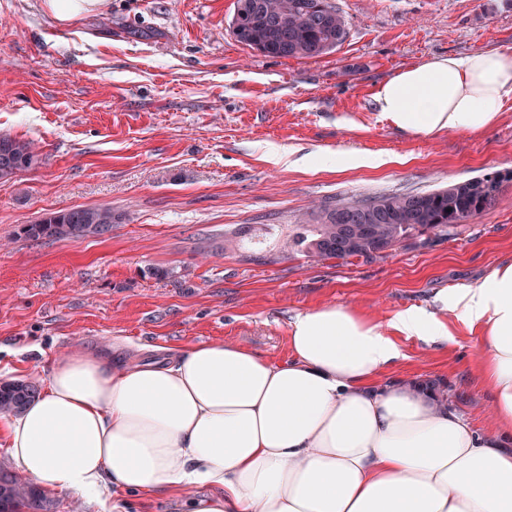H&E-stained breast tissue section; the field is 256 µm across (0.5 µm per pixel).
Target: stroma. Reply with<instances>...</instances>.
<instances>
[{"instance_id":"35a3bbf8","label":"stroma","mask_w":512,"mask_h":512,"mask_svg":"<svg viewBox=\"0 0 512 512\" xmlns=\"http://www.w3.org/2000/svg\"><path fill=\"white\" fill-rule=\"evenodd\" d=\"M334 53L269 58L230 34L236 0H104L55 24L44 0H0V134L41 162L0 185V382L46 383L72 347L139 362L235 342L279 363L299 312L343 305L385 322L512 262V184L443 239L371 259L290 252L291 224L325 201L428 191L512 170V106L491 128H396L380 84L436 55L512 51V0H334ZM76 206L123 214L102 237L45 243L21 225ZM263 245L237 234L261 233ZM404 342L389 373L440 378L477 429L490 397L477 330ZM115 512H192V494L110 489Z\"/></svg>"}]
</instances>
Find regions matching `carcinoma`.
Segmentation results:
<instances>
[{
  "mask_svg": "<svg viewBox=\"0 0 512 512\" xmlns=\"http://www.w3.org/2000/svg\"><path fill=\"white\" fill-rule=\"evenodd\" d=\"M235 15L236 40L267 57L318 58L335 51L346 38L345 18L330 0H237ZM38 163L30 142L0 136L1 184ZM511 182L512 170H505L431 192H394L319 204L293 225L288 248L320 260L347 261L372 258L405 243L424 245L479 216ZM116 220L108 207H75L24 224L21 234L44 242L102 236ZM338 224H371L373 240L338 249ZM38 392L33 382L0 383V412L20 411ZM0 512H52V502L37 487L0 468Z\"/></svg>",
  "mask_w": 512,
  "mask_h": 512,
  "instance_id": "carcinoma-1",
  "label": "carcinoma"
}]
</instances>
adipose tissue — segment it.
I'll return each instance as SVG.
<instances>
[{
    "mask_svg": "<svg viewBox=\"0 0 512 512\" xmlns=\"http://www.w3.org/2000/svg\"><path fill=\"white\" fill-rule=\"evenodd\" d=\"M402 130L480 131L512 105V53L433 56L375 94ZM386 324L342 306L298 313L289 357L225 342L132 364L71 348L0 443L40 487L103 497L217 488L193 512H512V263ZM481 331L482 432L418 386L386 379L406 339L453 342L441 312Z\"/></svg>",
    "mask_w": 512,
    "mask_h": 512,
    "instance_id": "ef3b65f1",
    "label": "adipose tissue"
}]
</instances>
